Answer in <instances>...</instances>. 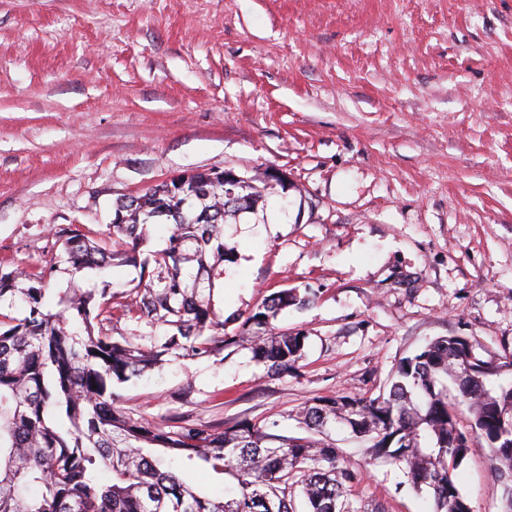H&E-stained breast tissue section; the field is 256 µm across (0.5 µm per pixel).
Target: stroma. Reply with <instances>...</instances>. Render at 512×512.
<instances>
[{
    "label": "stroma",
    "mask_w": 512,
    "mask_h": 512,
    "mask_svg": "<svg viewBox=\"0 0 512 512\" xmlns=\"http://www.w3.org/2000/svg\"><path fill=\"white\" fill-rule=\"evenodd\" d=\"M209 169L267 185L224 227L232 342L114 384L131 417L296 437L307 401L376 395L435 338L512 351V0H0V265L45 263L62 228L107 239L118 198ZM138 282L117 263L81 285ZM291 288L310 301L276 325L305 355L271 375L245 322ZM168 333L112 322L124 344ZM329 440L364 471L358 503L432 512L348 431ZM457 481L501 512L483 454Z\"/></svg>",
    "instance_id": "35a3bbf8"
}]
</instances>
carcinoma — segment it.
Here are the masks:
<instances>
[{"label": "carcinoma", "mask_w": 512, "mask_h": 512, "mask_svg": "<svg viewBox=\"0 0 512 512\" xmlns=\"http://www.w3.org/2000/svg\"><path fill=\"white\" fill-rule=\"evenodd\" d=\"M263 192L251 179L229 187L222 171L193 172L116 201L110 244L63 228L59 255L37 272L0 268V306L9 309L0 311V512H363L351 500L363 472L331 443L246 423L217 432L189 419L159 426L132 419L112 392L113 382L166 356L224 349V322L204 290L224 258V225ZM151 224L167 226V246L143 258ZM117 257L149 279L141 299L75 284ZM58 272L70 275V287L52 294L47 281ZM18 299L24 309L14 315ZM305 302L281 290L249 316L253 359L267 372L291 370L303 356L306 337L272 321ZM117 312L172 334L159 346L122 344L106 329ZM478 348L475 339L439 337L402 359L377 396L318 397L303 407V424L317 434L350 429L371 459L402 466L412 488L433 498L434 512H472L456 471L480 448L501 488V512H512V382L487 388L489 377L512 374V353L494 364ZM174 460L235 481L236 493H206L167 465Z\"/></svg>", "instance_id": "obj_1"}]
</instances>
